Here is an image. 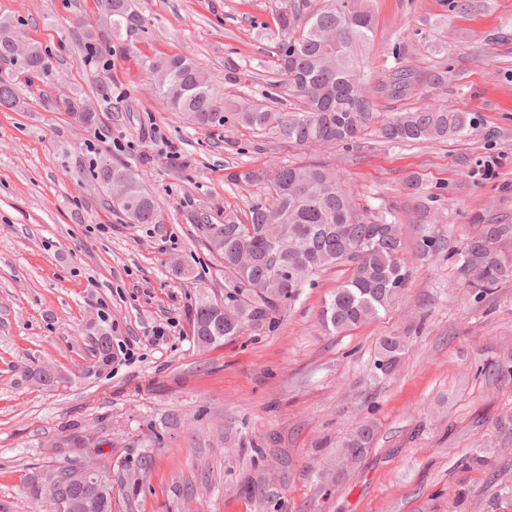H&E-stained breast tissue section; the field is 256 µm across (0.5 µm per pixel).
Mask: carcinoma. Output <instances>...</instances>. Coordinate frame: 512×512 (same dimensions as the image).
I'll return each mask as SVG.
<instances>
[{"label": "carcinoma", "instance_id": "obj_1", "mask_svg": "<svg viewBox=\"0 0 512 512\" xmlns=\"http://www.w3.org/2000/svg\"><path fill=\"white\" fill-rule=\"evenodd\" d=\"M112 34L134 42L147 33V22L133 0H102ZM276 68L285 77L289 95L300 100L294 111L283 112L263 103L224 100L214 77L193 58L175 54L141 57L150 75L163 78L153 90L169 110L184 114L188 123L210 129L234 122L256 132H270L298 146L348 144L372 121L370 102L360 79L361 61L371 40V14L351 9L344 0H327L321 8L302 15L300 2L291 0L288 12H278ZM21 37L13 24L0 21V61H10L24 72L48 77L52 71L48 51L32 44L25 57L15 56L14 42ZM19 103L14 83L0 76V106ZM88 127L101 122L92 103L64 102ZM467 113L428 105L399 112L383 123L382 136L393 143L445 141L465 130ZM89 175L104 195L106 205L132 224H161L163 215L144 186L145 174L122 162L94 159ZM226 181L239 187L260 185L268 199L249 208L247 220L232 214L224 222L196 225L208 251L224 264L229 275L224 301L202 291L196 298L192 332L201 347L235 336L249 324L271 321L296 300L301 288L319 271L348 266L350 277L331 294L322 310L324 325L336 332L361 326L389 311L407 285L408 271L401 257L399 224L385 217L371 218L355 206L344 179L325 162L283 164L233 170ZM122 187V196L112 188ZM512 239V224H485L465 250L459 268L464 285L476 295L491 293L512 280V254L500 244ZM405 349L403 337L380 338L373 371L387 376L398 366ZM96 354L102 362L112 357V336L100 329ZM27 378L45 384L56 375L42 372L31 361L20 367ZM376 427L365 421L336 451L334 467L344 471L370 449ZM78 460L47 465L48 471L74 473L64 493H82ZM99 506L94 512H112V469L96 475Z\"/></svg>", "mask_w": 512, "mask_h": 512}]
</instances>
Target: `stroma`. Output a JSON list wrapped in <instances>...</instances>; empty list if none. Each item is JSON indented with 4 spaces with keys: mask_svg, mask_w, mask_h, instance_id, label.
I'll use <instances>...</instances> for the list:
<instances>
[{
    "mask_svg": "<svg viewBox=\"0 0 512 512\" xmlns=\"http://www.w3.org/2000/svg\"><path fill=\"white\" fill-rule=\"evenodd\" d=\"M134 4L149 23L143 42L112 38L91 60L85 35L105 26L97 0H0V19L53 63L42 80L0 62L22 101L0 109V501L42 512L26 481L69 455L76 423L112 468L114 512H448L461 488L465 512H490L493 494L512 485V378L484 368L512 358V282L474 296L458 268L483 225L512 224V0H354L375 21L361 78L378 121L335 147L232 122L193 127L163 106L139 65L141 52L185 54L226 98L261 101L284 81L280 0ZM402 69L416 81L390 96ZM102 85L111 104L96 127L52 104L94 98ZM435 104L467 112V129L445 142L379 136V121ZM95 152L144 171L166 223L112 212L83 173ZM273 160L329 161L358 207L395 215L408 284L388 313L337 335L322 310L350 271L324 270L275 323L199 348L192 307L203 288L223 299L225 273L195 226L245 217L266 192L224 174ZM427 238L435 252L424 251ZM179 262L194 278L176 276ZM100 325L112 335L105 365ZM389 334L406 351L394 373L373 376ZM29 357L56 381L24 377ZM364 421L376 427L371 449L344 474L321 476ZM480 449L493 452L497 480L464 466ZM143 457L149 468L128 482Z\"/></svg>",
    "mask_w": 512,
    "mask_h": 512,
    "instance_id": "obj_1",
    "label": "stroma"
}]
</instances>
